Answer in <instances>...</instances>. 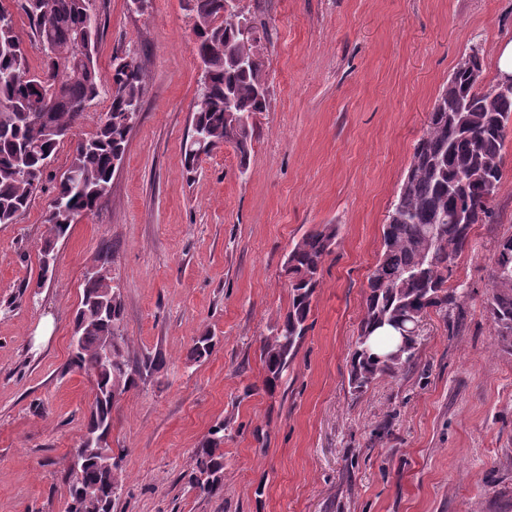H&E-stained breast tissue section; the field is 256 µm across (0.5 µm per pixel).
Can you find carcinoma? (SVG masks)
<instances>
[{
	"instance_id": "1",
	"label": "carcinoma",
	"mask_w": 512,
	"mask_h": 512,
	"mask_svg": "<svg viewBox=\"0 0 512 512\" xmlns=\"http://www.w3.org/2000/svg\"><path fill=\"white\" fill-rule=\"evenodd\" d=\"M88 0H21L43 55L39 69L30 68L15 30L13 16L0 8V224H13L29 209L42 186L57 146L75 135L86 109L99 96L102 77L96 62L100 26L90 31L85 50L70 53L86 26ZM221 0H185L193 19V44L208 73L193 105L185 169L195 171L201 157L230 145L239 157L240 173L249 169L254 124L235 130L242 116L252 117L270 107L263 40L266 24L253 25L244 37L219 21ZM123 70L108 76L111 103L99 116L95 134L75 143L67 173L55 185L43 222L52 248L66 236L75 218L97 209L112 186L113 158L123 157L145 91V69L137 54L128 52ZM512 128V93L493 94L455 75L437 96L426 129L413 148L407 173L383 225L382 252L367 276L368 293L358 336L349 359L348 384L361 395L379 379L396 377L416 365L421 338L406 331L432 311L448 319L459 308L458 291L448 287L455 259L469 247L471 230L491 213L493 199L483 198L489 179L500 182L504 142ZM466 214V222L453 219ZM338 225L319 224L306 231L289 250L283 267L288 277L289 305L271 335L260 346L265 386L274 390L297 356L308 332L313 297L320 285L325 258L336 244ZM115 250L104 245L97 270L84 279L74 318L78 345L70 365L94 378V402L87 431L70 458V512H112L121 494L123 474L109 444L112 430V386L122 392L153 374L159 360H132L125 337L119 334L123 317L120 288L114 284ZM491 292L486 310L503 350L512 351V235L497 241L490 273ZM402 335L392 351L376 350L372 335L380 328ZM112 345V363L100 367V356ZM217 341L205 332L194 339L190 358L200 360L214 351ZM216 425L193 451L185 474L190 490L205 498L224 490V433Z\"/></svg>"
}]
</instances>
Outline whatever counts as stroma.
I'll list each match as a JSON object with an SVG mask.
<instances>
[{
  "label": "stroma",
  "mask_w": 512,
  "mask_h": 512,
  "mask_svg": "<svg viewBox=\"0 0 512 512\" xmlns=\"http://www.w3.org/2000/svg\"><path fill=\"white\" fill-rule=\"evenodd\" d=\"M268 25L272 99L249 171L224 146L187 177L184 148L199 84L183 0H93L97 66L139 53L142 112L110 192L78 216L41 277L38 193L0 224V512H63L64 471L86 431L90 377L69 338L84 273L112 242L131 359L161 368L112 411L124 487L113 512H512V355L486 314L488 269L512 233V135L488 222L455 261L465 320L437 313L419 360L352 395L347 356L382 230L428 112L472 43L484 88L512 42V0H245ZM318 224L339 227L305 340L274 392L260 342L289 303L285 258ZM211 331L220 344L187 353ZM224 491L186 486L194 448L220 421Z\"/></svg>",
  "instance_id": "obj_1"
}]
</instances>
